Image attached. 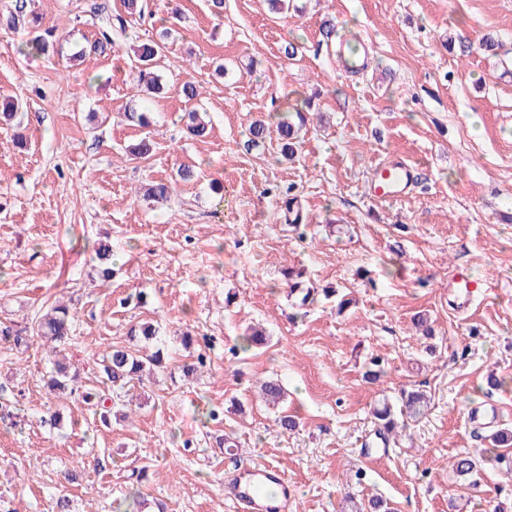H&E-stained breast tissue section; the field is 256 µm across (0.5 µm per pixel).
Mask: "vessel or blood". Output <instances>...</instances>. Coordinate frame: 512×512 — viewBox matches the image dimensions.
I'll use <instances>...</instances> for the list:
<instances>
[{"label": "vessel or blood", "mask_w": 512, "mask_h": 512, "mask_svg": "<svg viewBox=\"0 0 512 512\" xmlns=\"http://www.w3.org/2000/svg\"><path fill=\"white\" fill-rule=\"evenodd\" d=\"M413 181V168L406 161L388 159L378 164L368 183L371 197L390 200L401 197ZM455 309H469L473 300L472 282L462 271H454L448 280ZM234 499L246 512H284L292 495V485L284 470L274 465L246 468L231 479Z\"/></svg>", "instance_id": "obj_1"}]
</instances>
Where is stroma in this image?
Listing matches in <instances>:
<instances>
[{"label":"stroma","mask_w":512,"mask_h":512,"mask_svg":"<svg viewBox=\"0 0 512 512\" xmlns=\"http://www.w3.org/2000/svg\"><path fill=\"white\" fill-rule=\"evenodd\" d=\"M30 8L61 51L23 54L30 28L0 0V95L19 102L0 124V328L69 302L64 355L86 389L101 387L102 357L143 322L158 327L165 363L125 387L104 425L81 398L62 403L45 387L52 364L36 338L0 342V512H59L62 497L70 512H126L135 499L141 512H241L228 481L257 464L287 473L286 512H350L374 497L394 512H484L489 499L512 512V447L488 463L491 442L467 421L480 405L493 429L512 430V0H292L284 17L266 0H224L218 18L208 0H148V17L123 33L122 0ZM104 31L116 49L89 51ZM488 33L498 56L477 47ZM159 38L164 89L149 94L129 55ZM340 41L366 51L367 68L345 71ZM298 100L310 107L293 159L276 133L250 143L253 121ZM131 106L150 113V130L128 125ZM194 108L206 137L186 133ZM146 134L151 156L130 159ZM396 155L418 165L417 183L374 200L367 181ZM181 165L194 180L176 181ZM161 180L176 181L171 200H145L142 186ZM291 197L300 233L283 218ZM291 268L316 290L303 310ZM454 268L484 284L464 313L448 304ZM326 288L350 307L337 311ZM420 315L432 337L415 328ZM252 324L268 344L239 351ZM200 355L205 367L185 376ZM375 356L387 374L372 383ZM270 377L294 431L256 397ZM404 389L424 391L428 413L388 451H366L373 407ZM465 456L483 460L477 479L452 471Z\"/></svg>","instance_id":"35a3bbf8"}]
</instances>
